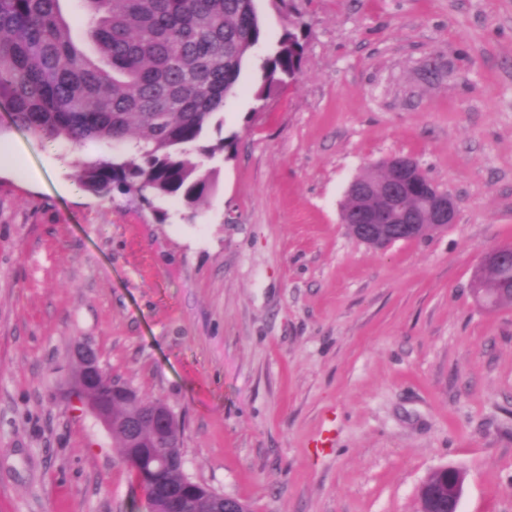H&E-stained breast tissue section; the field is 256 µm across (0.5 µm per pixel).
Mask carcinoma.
I'll use <instances>...</instances> for the list:
<instances>
[{
  "label": "carcinoma",
  "mask_w": 512,
  "mask_h": 512,
  "mask_svg": "<svg viewBox=\"0 0 512 512\" xmlns=\"http://www.w3.org/2000/svg\"><path fill=\"white\" fill-rule=\"evenodd\" d=\"M82 2L95 58L74 41L60 0H0V106L47 142L118 144L78 163L83 188L196 206L215 186L207 162L235 140L212 144L208 133L223 130L242 68L267 42L256 0ZM303 51L297 30H286L259 58L256 99L293 81ZM434 491L448 494L438 470L421 484L419 512Z\"/></svg>",
  "instance_id": "cac0c4a2"
}]
</instances>
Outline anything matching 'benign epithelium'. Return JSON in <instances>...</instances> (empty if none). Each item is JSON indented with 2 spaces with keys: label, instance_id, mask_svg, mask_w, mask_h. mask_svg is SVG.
<instances>
[{
  "label": "benign epithelium",
  "instance_id": "1",
  "mask_svg": "<svg viewBox=\"0 0 512 512\" xmlns=\"http://www.w3.org/2000/svg\"><path fill=\"white\" fill-rule=\"evenodd\" d=\"M385 173L382 189L370 181L354 180L346 190L353 202V221L349 231L363 243L384 247L411 241L446 230L455 223L456 201L441 192L412 157L394 155L379 164ZM512 258V244H502L485 254L474 278L473 297L484 307H495L493 273L501 271ZM76 373L72 396L89 411L107 432L119 427L125 436L124 461L137 475L150 504V512H199L204 506L207 487L190 478L181 484L168 483L151 472L155 465L153 449L161 448L170 437L177 420L169 407L141 400L129 387L105 381L96 350L88 345L74 348ZM121 405H137L135 413L118 414ZM448 474V502L460 504L463 472L445 466Z\"/></svg>",
  "mask_w": 512,
  "mask_h": 512
}]
</instances>
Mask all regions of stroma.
<instances>
[{"label":"stroma","mask_w":512,"mask_h":512,"mask_svg":"<svg viewBox=\"0 0 512 512\" xmlns=\"http://www.w3.org/2000/svg\"><path fill=\"white\" fill-rule=\"evenodd\" d=\"M296 22L295 83L224 108L236 137L196 210L82 188L109 144H48L0 109V512H149L71 393L72 350L176 416L185 472L251 512H512V306L471 277L512 242V0H257ZM415 158L459 204L382 250L340 220L349 182ZM331 446L314 440L325 423ZM512 258V244H502L485 254L474 278L473 297L488 309L495 308L496 295L494 292L505 288H491L492 281L503 283L491 275L490 272H499L506 260ZM493 273V274H494ZM439 470V471H438ZM440 471L448 474V488L444 481V476ZM463 472L455 467L445 466L438 468L436 471L431 472L427 478L422 482L420 486L419 501L420 510L419 512H425L435 507H431L429 495L432 491H440L441 493L448 495V498L442 497L438 501L437 512H458L461 497L463 493ZM452 502H455L456 507L454 510H450L448 507Z\"/></svg>","instance_id":"1"}]
</instances>
